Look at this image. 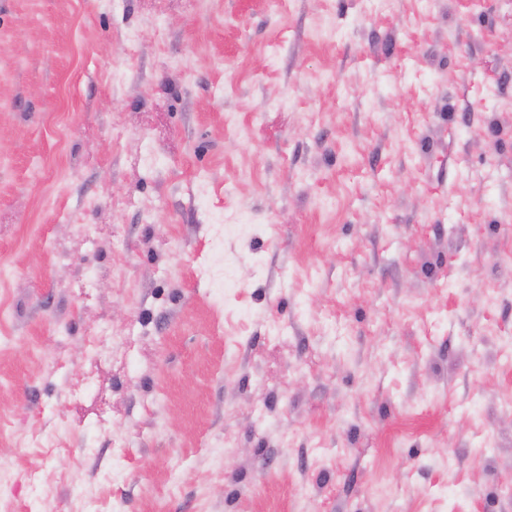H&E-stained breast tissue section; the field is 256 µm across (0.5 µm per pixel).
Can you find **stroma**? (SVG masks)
I'll return each mask as SVG.
<instances>
[{
    "label": "stroma",
    "instance_id": "obj_1",
    "mask_svg": "<svg viewBox=\"0 0 512 512\" xmlns=\"http://www.w3.org/2000/svg\"><path fill=\"white\" fill-rule=\"evenodd\" d=\"M0 307V512H512V0H0Z\"/></svg>",
    "mask_w": 512,
    "mask_h": 512
}]
</instances>
